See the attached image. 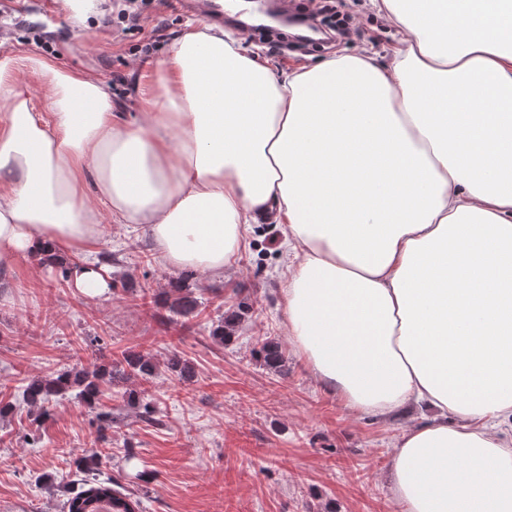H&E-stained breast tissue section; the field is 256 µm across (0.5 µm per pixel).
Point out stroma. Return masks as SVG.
I'll return each mask as SVG.
<instances>
[{
	"label": "stroma",
	"instance_id": "35a3bbf8",
	"mask_svg": "<svg viewBox=\"0 0 512 512\" xmlns=\"http://www.w3.org/2000/svg\"><path fill=\"white\" fill-rule=\"evenodd\" d=\"M349 36L288 54L269 48L265 34L242 29L251 0L224 17L260 61L288 72L339 49H370L390 62V25L369 0H335ZM161 0H147L138 30L119 33L100 0H66L49 17L42 0H0V59L26 51L65 71L106 83L113 109L134 112L146 79L137 46L162 58L187 23ZM281 225H249L234 268L223 278L173 271L143 224H105L96 256L112 269L106 297L89 298L60 270L25 256L0 269V512H63L81 487L74 462L102 449L98 479H116L140 500V512H400L385 475L404 420L351 409L318 383L289 343L282 292ZM187 294L198 316L169 320L160 297ZM235 318L225 341L212 336L219 320ZM276 343L282 371L268 369L259 350ZM151 357L152 378L102 386L96 407L65 397L35 422L22 390L35 377L94 370L122 352ZM187 361L192 379L168 368ZM112 414L100 428L98 412Z\"/></svg>",
	"mask_w": 512,
	"mask_h": 512
}]
</instances>
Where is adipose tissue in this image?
<instances>
[{
    "instance_id": "obj_1",
    "label": "adipose tissue",
    "mask_w": 512,
    "mask_h": 512,
    "mask_svg": "<svg viewBox=\"0 0 512 512\" xmlns=\"http://www.w3.org/2000/svg\"><path fill=\"white\" fill-rule=\"evenodd\" d=\"M370 2L403 32L390 64L363 49L284 75L189 24L130 119L90 75L0 61V267L89 252L107 218L220 277L273 220L314 376L359 411L438 413L392 448L404 512H512V0ZM68 275L111 291L98 262Z\"/></svg>"
}]
</instances>
